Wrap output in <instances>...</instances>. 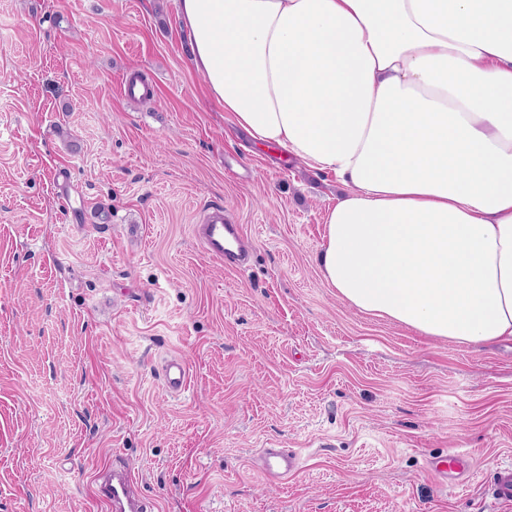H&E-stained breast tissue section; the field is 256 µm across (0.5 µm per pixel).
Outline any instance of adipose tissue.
<instances>
[{"mask_svg": "<svg viewBox=\"0 0 512 512\" xmlns=\"http://www.w3.org/2000/svg\"><path fill=\"white\" fill-rule=\"evenodd\" d=\"M211 98L348 187L317 263L361 312L512 340V0H179Z\"/></svg>", "mask_w": 512, "mask_h": 512, "instance_id": "obj_1", "label": "adipose tissue"}]
</instances>
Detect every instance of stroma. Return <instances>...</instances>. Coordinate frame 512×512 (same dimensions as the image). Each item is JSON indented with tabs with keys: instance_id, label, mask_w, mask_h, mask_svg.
<instances>
[{
	"instance_id": "obj_1",
	"label": "stroma",
	"mask_w": 512,
	"mask_h": 512,
	"mask_svg": "<svg viewBox=\"0 0 512 512\" xmlns=\"http://www.w3.org/2000/svg\"><path fill=\"white\" fill-rule=\"evenodd\" d=\"M131 75L156 93L128 102ZM343 190L211 102L178 0H0V512H108L111 463L158 512H512L487 491L512 464V343L342 301L316 257ZM216 204L244 270L193 237ZM274 445L297 476L263 478ZM454 450L463 487L427 470ZM161 377L167 390L181 392L186 389L189 373L186 364L182 360L173 358L163 366Z\"/></svg>"
}]
</instances>
